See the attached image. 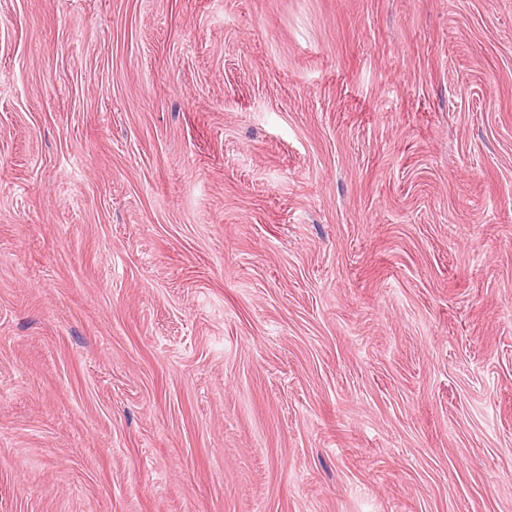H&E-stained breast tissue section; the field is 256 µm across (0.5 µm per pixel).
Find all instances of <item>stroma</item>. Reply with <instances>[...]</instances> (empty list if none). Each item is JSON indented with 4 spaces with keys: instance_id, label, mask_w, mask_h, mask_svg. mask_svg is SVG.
Returning <instances> with one entry per match:
<instances>
[{
    "instance_id": "1",
    "label": "stroma",
    "mask_w": 512,
    "mask_h": 512,
    "mask_svg": "<svg viewBox=\"0 0 512 512\" xmlns=\"http://www.w3.org/2000/svg\"><path fill=\"white\" fill-rule=\"evenodd\" d=\"M0 512H512V0H0Z\"/></svg>"
}]
</instances>
